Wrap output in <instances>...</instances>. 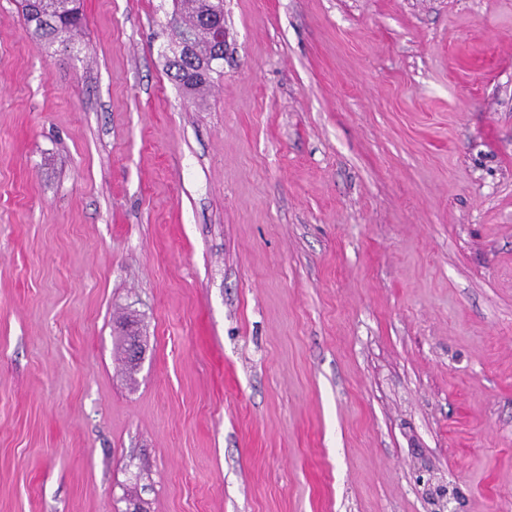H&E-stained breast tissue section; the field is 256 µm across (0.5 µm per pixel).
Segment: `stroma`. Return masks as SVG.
<instances>
[{"mask_svg": "<svg viewBox=\"0 0 512 512\" xmlns=\"http://www.w3.org/2000/svg\"><path fill=\"white\" fill-rule=\"evenodd\" d=\"M82 3L0 0V512H512V0H224L198 101ZM21 4L32 37L45 44L64 41L82 21L79 0H22ZM130 334H131V336H129V338H128V343H129L128 346H129V353L131 356L132 364H134V365H128L125 362L124 352H125V344L127 343V336L124 335L122 333V331H120V336H119V349H120V353L122 355V361L124 362L126 368L130 372H133L137 369L136 364H139V365L141 364V362L144 358V355H145V348H144V345L140 338V335L137 331L135 333L130 332Z\"/></svg>", "mask_w": 512, "mask_h": 512, "instance_id": "35a3bbf8", "label": "stroma"}]
</instances>
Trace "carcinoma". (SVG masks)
I'll return each mask as SVG.
<instances>
[{
	"instance_id": "1",
	"label": "carcinoma",
	"mask_w": 512,
	"mask_h": 512,
	"mask_svg": "<svg viewBox=\"0 0 512 512\" xmlns=\"http://www.w3.org/2000/svg\"><path fill=\"white\" fill-rule=\"evenodd\" d=\"M24 21L36 40L53 44L68 36L82 21L80 0H21ZM170 19L179 37L178 53L168 62L173 81L194 96L209 84L210 59L224 52L217 40L214 17L224 14V0H175Z\"/></svg>"
}]
</instances>
